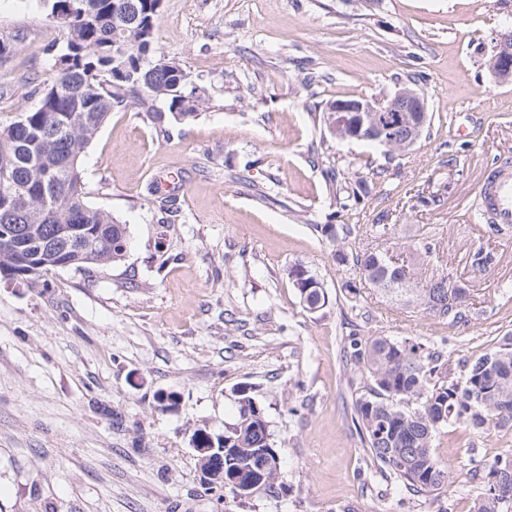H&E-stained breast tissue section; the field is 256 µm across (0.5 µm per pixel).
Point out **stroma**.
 I'll return each instance as SVG.
<instances>
[{
  "instance_id": "obj_1",
  "label": "stroma",
  "mask_w": 512,
  "mask_h": 512,
  "mask_svg": "<svg viewBox=\"0 0 512 512\" xmlns=\"http://www.w3.org/2000/svg\"><path fill=\"white\" fill-rule=\"evenodd\" d=\"M509 29L512 0H163L151 54L201 89L196 117L114 109L81 156L87 203L127 227L123 261L0 274V512H470L481 487L460 463L490 465L512 430L448 426L434 441L446 488L414 492L366 452L344 349L353 330L409 338L453 365L512 333V228L474 216L481 167L512 155V81L489 69ZM1 40L3 127L39 104L64 37L49 0H0ZM405 86L430 118L411 149L331 135L330 104ZM319 224L352 225L345 252L386 248L412 282L465 283L466 321L382 302ZM421 233L438 257L414 252ZM479 245L496 257L485 269ZM295 266L322 283V308H304ZM243 384L280 474L271 493L222 500L190 436L234 422Z\"/></svg>"
}]
</instances>
